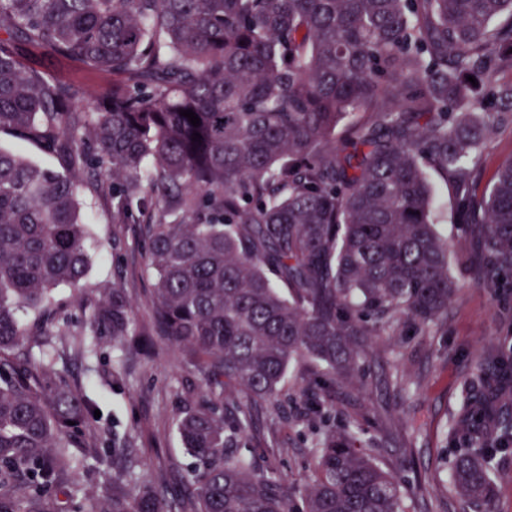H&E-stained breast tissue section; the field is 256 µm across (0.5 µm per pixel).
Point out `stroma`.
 Masks as SVG:
<instances>
[{
  "mask_svg": "<svg viewBox=\"0 0 512 512\" xmlns=\"http://www.w3.org/2000/svg\"><path fill=\"white\" fill-rule=\"evenodd\" d=\"M32 61L94 97L112 87L111 75L102 71L42 53ZM430 181L441 212L438 230L447 236L450 254L470 249L465 227L454 221L451 187L436 174ZM84 212L87 274L81 288L53 290L54 314L45 323L52 343L64 350L57 371L101 408L102 419L93 427L98 455L111 454L113 441H120L140 481L165 482L175 494L193 463L175 427L189 369L168 346L148 358L115 350L111 337L92 333L88 307L108 298L116 282L123 285L133 315L148 322L153 279L137 246L139 225L113 223L112 208L104 201L85 199ZM451 272L457 287L432 333L416 335L406 324L399 335L370 337L359 370L335 384L329 403L328 428L358 432L364 452L400 481L406 512H476L451 480L464 438L447 430L463 391L479 387L487 355L512 350V281L492 293L465 267L452 265ZM310 371L307 365L296 367L278 403H248L252 429L240 442L253 469L276 467L294 492L312 478L320 437L303 419L306 404L332 382L325 372L310 380ZM98 455L83 457L71 479L78 500H106Z\"/></svg>",
  "mask_w": 512,
  "mask_h": 512,
  "instance_id": "35a3bbf8",
  "label": "stroma"
}]
</instances>
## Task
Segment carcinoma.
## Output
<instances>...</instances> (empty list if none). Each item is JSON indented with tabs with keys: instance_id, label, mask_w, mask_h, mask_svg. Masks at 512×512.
Here are the masks:
<instances>
[{
	"instance_id": "obj_1",
	"label": "carcinoma",
	"mask_w": 512,
	"mask_h": 512,
	"mask_svg": "<svg viewBox=\"0 0 512 512\" xmlns=\"http://www.w3.org/2000/svg\"><path fill=\"white\" fill-rule=\"evenodd\" d=\"M25 48L108 72L112 89L85 110L84 91ZM507 72L512 0H0V132L62 162L0 150V512H182L115 442L109 502H75V434L98 405L54 351L24 348L19 309L86 275L83 188L108 199L112 223L141 225L154 279L148 324L114 283L90 325L145 356L157 336L197 378L177 414L194 512H404L400 483L350 430L323 436L299 496L251 469L237 447L251 414L227 412L224 391L274 402L294 363L347 379L367 337L431 332L455 282L430 172L478 244L456 260L497 291L512 274V159L482 193L476 174L512 125ZM489 364L485 388L512 383V354ZM451 432L481 449L456 456L453 480L485 510L487 442L512 438V409L467 390ZM0 149L20 151L34 164L44 168L61 170L59 159L53 153L33 143L20 141L9 133L0 132Z\"/></svg>"
}]
</instances>
